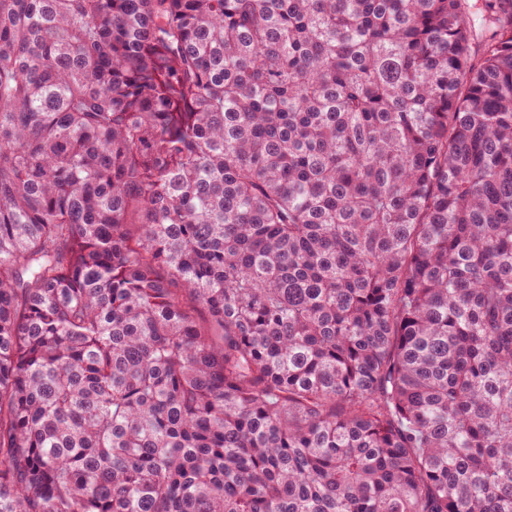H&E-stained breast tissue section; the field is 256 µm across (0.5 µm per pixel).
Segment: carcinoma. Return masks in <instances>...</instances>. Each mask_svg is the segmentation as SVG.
<instances>
[{
    "instance_id": "obj_1",
    "label": "carcinoma",
    "mask_w": 512,
    "mask_h": 512,
    "mask_svg": "<svg viewBox=\"0 0 512 512\" xmlns=\"http://www.w3.org/2000/svg\"><path fill=\"white\" fill-rule=\"evenodd\" d=\"M0 512H512V0H0Z\"/></svg>"
}]
</instances>
